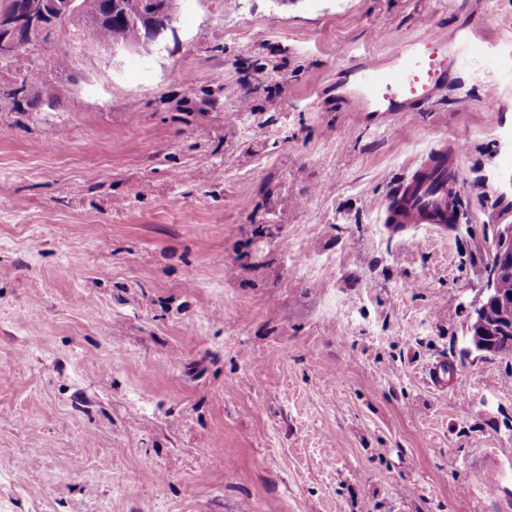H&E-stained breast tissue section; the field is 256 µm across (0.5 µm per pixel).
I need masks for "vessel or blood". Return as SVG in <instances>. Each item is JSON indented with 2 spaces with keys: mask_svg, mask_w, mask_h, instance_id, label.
Returning <instances> with one entry per match:
<instances>
[{
  "mask_svg": "<svg viewBox=\"0 0 512 512\" xmlns=\"http://www.w3.org/2000/svg\"><path fill=\"white\" fill-rule=\"evenodd\" d=\"M460 62L453 38L435 31L412 42L386 65L366 64L360 75L364 102L386 112H405L430 99ZM464 149L441 140L397 184L382 222L393 233L418 224L447 230L461 221L460 183Z\"/></svg>",
  "mask_w": 512,
  "mask_h": 512,
  "instance_id": "vessel-or-blood-1",
  "label": "vessel or blood"
}]
</instances>
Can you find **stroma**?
I'll use <instances>...</instances> for the list:
<instances>
[{
  "label": "stroma",
  "mask_w": 512,
  "mask_h": 512,
  "mask_svg": "<svg viewBox=\"0 0 512 512\" xmlns=\"http://www.w3.org/2000/svg\"><path fill=\"white\" fill-rule=\"evenodd\" d=\"M176 29L56 25L23 48L51 101L0 63V512H512V357L464 338L512 211V0H180ZM435 30L480 50L361 111L365 60ZM443 138L464 222L391 234Z\"/></svg>",
  "instance_id": "stroma-1"
}]
</instances>
